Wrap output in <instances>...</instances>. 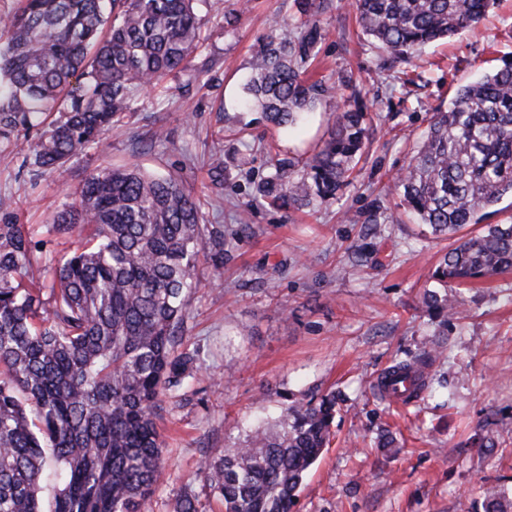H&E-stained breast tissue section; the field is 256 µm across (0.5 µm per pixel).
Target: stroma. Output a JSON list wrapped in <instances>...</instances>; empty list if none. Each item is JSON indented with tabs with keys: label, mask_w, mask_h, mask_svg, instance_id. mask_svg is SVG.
Wrapping results in <instances>:
<instances>
[{
	"label": "stroma",
	"mask_w": 512,
	"mask_h": 512,
	"mask_svg": "<svg viewBox=\"0 0 512 512\" xmlns=\"http://www.w3.org/2000/svg\"><path fill=\"white\" fill-rule=\"evenodd\" d=\"M204 46L194 65L205 83L168 78L163 105L151 87L105 135L58 171L29 163L36 130L0 138V200L38 236L90 174L137 165L172 175L200 197L206 223L223 225L224 266L201 260V286L176 345L202 352L181 404L163 408L166 474L150 512H174L184 489L201 512H224L206 485L205 459L234 447L244 430L270 420L286 399L341 392L330 446L313 465L293 512H483L484 493L512 498V271L454 289L463 315L443 322L427 308L431 273L458 236L435 237L394 199L390 176L404 170L426 128V113L447 108L458 88L512 55V0H495L475 26L423 48L409 64L414 82L392 87L387 53L363 35L346 0L321 17L325 39L310 73L352 78L372 120L356 176L335 200L308 209L252 206L269 174L268 152L301 157L336 126V95L284 134L258 112L237 107L254 45L293 0H252L237 27L224 25V0H197ZM386 233L366 235L376 199ZM363 245L361 259L347 255ZM444 386L409 405L388 404L374 388L393 360L432 344ZM389 429L390 448L377 445ZM484 447H473L474 438Z\"/></svg>",
	"instance_id": "35a3bbf8"
}]
</instances>
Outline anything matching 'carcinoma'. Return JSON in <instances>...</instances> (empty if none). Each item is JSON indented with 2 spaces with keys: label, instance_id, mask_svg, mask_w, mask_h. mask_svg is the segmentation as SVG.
Masks as SVG:
<instances>
[{
  "label": "carcinoma",
  "instance_id": "carcinoma-1",
  "mask_svg": "<svg viewBox=\"0 0 512 512\" xmlns=\"http://www.w3.org/2000/svg\"><path fill=\"white\" fill-rule=\"evenodd\" d=\"M0 21V135L42 125L34 164L64 167L98 146L132 110L134 91L186 71L202 47L195 0H21ZM494 0H352L363 33L410 63L423 46L478 23ZM293 25L258 38L241 106L288 129L325 92L306 76L324 39L328 0H294ZM249 0H233L237 24ZM335 132L299 162L269 154L255 201L314 207L349 183L365 145L368 109L340 94ZM400 205L436 235L480 224L512 197V59L460 87L394 180ZM74 251H43L31 227L0 220V512H147L163 476V399L195 378L196 359L175 354L199 257L224 264V226L204 223L198 200L174 177L138 166L105 168L64 205L47 233L79 236ZM512 269V224H489L446 252L431 278L445 292L425 302L459 314L450 284ZM50 276L47 288L35 276ZM437 350L396 360L379 390L408 405L428 388ZM407 387H402L403 383ZM341 397L289 400L272 424L201 472L224 512H292L303 480L330 441ZM483 512H509L498 492ZM174 512H201L186 490Z\"/></svg>",
  "mask_w": 512,
  "mask_h": 512
}]
</instances>
